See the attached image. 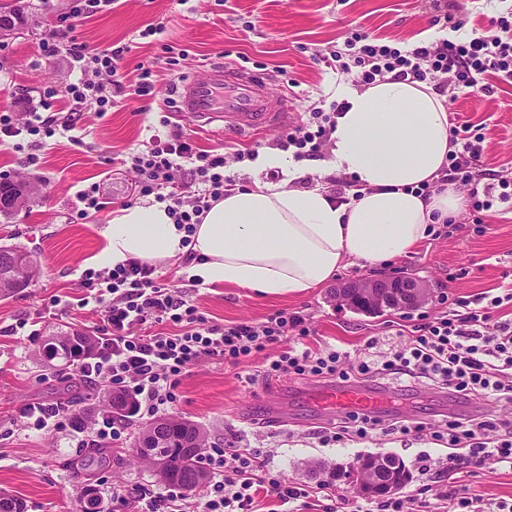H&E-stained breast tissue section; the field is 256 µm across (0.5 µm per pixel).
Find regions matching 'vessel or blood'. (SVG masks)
<instances>
[{
    "label": "vessel or blood",
    "mask_w": 512,
    "mask_h": 512,
    "mask_svg": "<svg viewBox=\"0 0 512 512\" xmlns=\"http://www.w3.org/2000/svg\"><path fill=\"white\" fill-rule=\"evenodd\" d=\"M173 95L181 115L198 127L218 124L238 133L275 131L289 116L287 105L272 104L262 77L224 63L211 65L203 77L179 82ZM310 400L339 416L352 411L376 414L384 406L381 392L367 391L353 384L313 391Z\"/></svg>",
    "instance_id": "b4317fda"
}]
</instances>
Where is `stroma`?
Segmentation results:
<instances>
[{"label": "stroma", "mask_w": 512, "mask_h": 512, "mask_svg": "<svg viewBox=\"0 0 512 512\" xmlns=\"http://www.w3.org/2000/svg\"><path fill=\"white\" fill-rule=\"evenodd\" d=\"M73 4L21 0L31 26L25 36L0 39V107L20 112L26 99L39 96L48 98L53 108L61 107L65 87L77 81L80 72L64 56L41 60L39 42ZM492 11L512 14V0H115L111 9L82 23L78 36L91 47L126 46L120 66L125 85L131 87L139 80L141 65L159 54L161 44L185 50L186 55L175 69L157 65L151 95L118 96L104 114L96 104H88L74 134L48 139L39 167L26 168L23 152L0 144V178L21 175L37 188L25 207L8 217L0 215V246L26 250L38 267L25 288L0 299V493L22 499L25 512H84V491L91 487L101 512H113V487H162L153 469L133 457L140 417H132L120 439L107 441V463L90 475L82 465L86 451L78 447L69 421L32 431L23 426L20 410L34 401L75 400L90 427L105 414L104 387L87 385L78 364L49 368L42 353L45 341L56 336L100 335V313L89 306L54 315L49 309L55 298L76 296L78 279L104 247L103 232L115 213L140 204L132 154L153 135L183 126L170 93L176 78L200 77L211 64L232 63L264 74L275 96L287 97L304 121L323 101L334 100L337 81L357 85V72H337L322 60L323 53L344 50L352 33L409 50L424 42L463 38L475 29L488 32L485 16ZM448 13L459 21V29L446 26ZM150 25L160 27V34L142 37ZM457 95L459 122L482 128L484 169L512 178V81L485 74L478 87L458 90ZM272 139L269 132L220 135L199 127L194 133L200 149L218 153L251 150ZM92 183L98 184L106 206L83 216L76 193ZM456 223L450 233L431 236L383 268L353 264L340 270L334 284L294 296L261 297L230 285H197L190 282L181 261L160 265L159 270L169 283L187 291L214 323H260L278 310L298 311L316 330L315 336L305 338V345L328 346L356 360L366 341L386 336L399 314L368 316L339 306L337 286L375 274L414 276L431 286L428 301L417 309L428 316L440 312V293L471 301L483 294L504 295L512 287V199H493L480 215L465 209ZM19 319L35 323L39 336L9 335V326ZM267 362L264 351L236 365L201 359L181 376L170 415L198 425L208 447L231 442L260 449L275 470L311 486L326 481L327 470L375 452L403 459L417 488L425 481L422 459L435 463L447 455V448L431 440L401 441L379 430L363 444H323L320 432L330 419L308 401L319 381L266 378ZM380 385L392 393L393 408L425 422L434 424L442 416L476 409L512 420V403L504 400L473 405L422 382L384 379ZM274 405L281 408V418L272 417ZM465 482L482 497L486 512H499L503 506L512 512V466L475 470Z\"/></svg>", "instance_id": "stroma-1"}]
</instances>
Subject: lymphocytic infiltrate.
Returning a JSON list of instances; mask_svg holds the SVG:
<instances>
[{
  "label": "lymphocytic infiltrate",
  "mask_w": 512,
  "mask_h": 512,
  "mask_svg": "<svg viewBox=\"0 0 512 512\" xmlns=\"http://www.w3.org/2000/svg\"><path fill=\"white\" fill-rule=\"evenodd\" d=\"M112 0H78L71 20L54 26L40 41L39 55L50 61L68 55L81 76L62 94V108L51 111L45 102L31 103L25 114L0 110V143L26 142L25 166H39L47 138L57 132L74 130L87 98H95L100 112H108L115 96L125 92L119 64L125 49L112 46L93 49L75 34L78 24L110 6ZM498 34H472L458 41L442 40L403 51L389 44L353 34L346 47L359 69L361 85L390 77L434 85L445 91L446 83L472 88L478 75L493 73L512 79V20L497 17ZM342 106L330 102L318 122H302L276 136L281 150H293L295 158L317 157L331 139ZM453 149L441 179L468 187L474 211L485 207L483 197L487 172L481 166V134L467 123H451ZM223 154L197 147L191 136L173 131L153 138L146 150L133 154L141 196H154L167 203L175 223L192 229L213 201L233 186L224 168ZM83 294L79 307L95 306L102 314L105 335L91 360L79 371L92 385L112 383L122 386L135 404L136 415H155L174 404L175 389L186 368L207 358L235 365L252 353L273 350L266 375L298 378L313 377L346 382L379 376L428 380L466 401L489 398L512 400V322L499 320L496 310L512 293L493 297L489 304L448 308L447 294H440L442 312L422 315L399 325L400 339L380 359L348 364L335 350L290 347V337L314 335L308 318L300 312L278 310L264 322L231 325L210 323L183 290L165 281L156 266L133 259L106 271L85 270L79 283ZM169 331H161V324ZM381 429L401 438L430 436L436 444L448 447L440 472L448 480L444 494L445 512H479V496L470 494L459 476L467 469L512 464V422L480 414L466 418L455 415L434 427L426 423L383 420L351 413L337 422L335 431L326 433L324 442L359 441L369 432ZM203 464L212 475L201 512H258L255 496L263 491L287 504L309 498L308 485L288 480L271 471L262 451L226 445L206 453ZM116 502L133 506L135 512H185L182 489L169 485L157 492L116 488Z\"/></svg>",
  "instance_id": "obj_1"
}]
</instances>
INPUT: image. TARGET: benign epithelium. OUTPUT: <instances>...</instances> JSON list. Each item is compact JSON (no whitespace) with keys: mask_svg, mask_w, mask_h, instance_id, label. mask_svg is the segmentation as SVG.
<instances>
[{"mask_svg":"<svg viewBox=\"0 0 512 512\" xmlns=\"http://www.w3.org/2000/svg\"><path fill=\"white\" fill-rule=\"evenodd\" d=\"M429 295L430 288L426 281L415 277H366L338 288L336 300L354 311H384L418 307L428 300ZM166 433V421L155 423L137 443L138 453L145 457L152 456L154 445L162 441ZM347 472L357 492L373 497L395 494L409 480L401 460L389 459L384 455L359 458L347 466Z\"/></svg>","mask_w":512,"mask_h":512,"instance_id":"obj_1","label":"benign epithelium"}]
</instances>
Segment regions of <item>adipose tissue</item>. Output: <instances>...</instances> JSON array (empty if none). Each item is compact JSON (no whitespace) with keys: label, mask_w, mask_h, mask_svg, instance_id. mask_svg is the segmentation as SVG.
Segmentation results:
<instances>
[{"label":"adipose tissue","mask_w":512,"mask_h":512,"mask_svg":"<svg viewBox=\"0 0 512 512\" xmlns=\"http://www.w3.org/2000/svg\"><path fill=\"white\" fill-rule=\"evenodd\" d=\"M336 94L346 108L322 166L355 181L350 202H336L320 183L295 187L305 168L267 152L256 169L282 168L287 179L225 190L190 234L166 204L120 209L94 264L172 262L191 251L197 260L189 272L204 284L284 296L322 287L350 264L379 266L408 255L465 207L451 183L426 199L417 194L439 178L452 150L443 100L427 84L391 79L361 89L341 85Z\"/></svg>","instance_id":"adipose-tissue-1"}]
</instances>
